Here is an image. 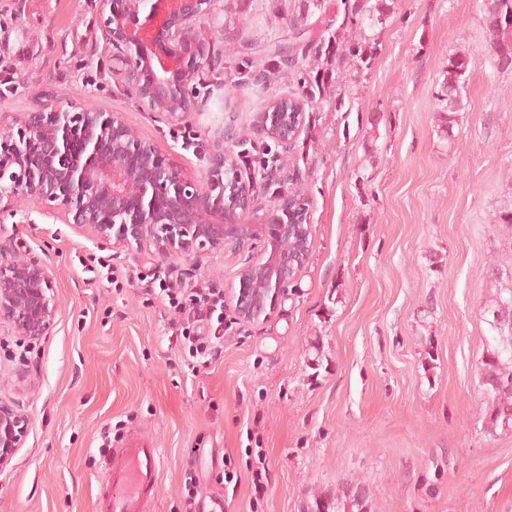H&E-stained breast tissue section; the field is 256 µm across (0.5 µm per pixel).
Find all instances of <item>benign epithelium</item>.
Here are the masks:
<instances>
[{
    "mask_svg": "<svg viewBox=\"0 0 512 512\" xmlns=\"http://www.w3.org/2000/svg\"><path fill=\"white\" fill-rule=\"evenodd\" d=\"M102 0V39L112 50L113 72L130 84L147 109L179 121L194 111L188 83L210 58V41L195 22L216 0ZM243 138L219 128L213 136L204 184L187 178L156 146L126 124L121 113L74 107L43 96L36 112L0 116V217L24 198L41 213L85 228L100 247L145 254L160 266L172 257L205 251L269 246L238 272L227 302L243 320L270 316L309 257L277 254L278 242L297 234L288 223L287 189L265 208L256 206L258 186L236 171L225 179L226 160ZM0 245V322L35 342L48 335L57 316L51 274L36 256L12 260ZM30 419L0 401V472L23 447Z\"/></svg>",
    "mask_w": 512,
    "mask_h": 512,
    "instance_id": "1",
    "label": "benign epithelium"
}]
</instances>
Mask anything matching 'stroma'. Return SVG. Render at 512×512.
Listing matches in <instances>:
<instances>
[{
	"label": "stroma",
	"instance_id": "obj_1",
	"mask_svg": "<svg viewBox=\"0 0 512 512\" xmlns=\"http://www.w3.org/2000/svg\"><path fill=\"white\" fill-rule=\"evenodd\" d=\"M299 6L216 0L200 21L215 64L176 122L113 75L100 0H0V114L38 111L47 93L121 113L197 181L213 129L238 128L240 169L263 179L264 151L277 155L281 187L301 182L312 224L309 259L274 313L246 322L225 307L222 353L195 361L174 347L175 314L149 275L224 291L263 241L158 268L28 201L0 217V242L15 259L41 258L60 304L33 344L0 323V400L30 418L0 472V512H96L105 431L116 448H160L149 512H183L189 476L224 512H306L311 495L357 482L373 512H512V429L485 430L477 372L492 334L489 260L512 265V230L498 222L512 207V68L493 69L478 0H392L352 110L307 112L286 150L257 114L287 82L225 94V50L290 43L308 58L289 25ZM456 51L470 60L469 107L447 136L435 92ZM95 257L117 282L90 272Z\"/></svg>",
	"mask_w": 512,
	"mask_h": 512
}]
</instances>
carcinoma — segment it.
Masks as SVG:
<instances>
[{"label":"carcinoma","instance_id":"cac0c4a2","mask_svg":"<svg viewBox=\"0 0 512 512\" xmlns=\"http://www.w3.org/2000/svg\"><path fill=\"white\" fill-rule=\"evenodd\" d=\"M342 22L329 36L318 37L308 68L303 63H269V51L265 57L252 58L236 66L235 78L224 84V92L230 93L249 80L267 85L288 78L297 84L298 92L290 93L304 101L314 103L327 98L336 101L335 110L345 106L342 82L346 80L344 69L349 67L360 75L372 67L374 41L379 38L376 29H382L390 17L385 0H342ZM489 41L485 50L499 69H507L512 63L500 60L499 47L511 46L512 42L500 38V34L512 29V0H483ZM468 58L453 53L441 68L442 81L437 92L438 112L442 132L449 134L455 122L454 114L467 107L464 95L467 81ZM501 268L494 263L489 268V280L494 291L484 304L486 321L494 336L487 342L486 355L479 365V378L485 410L482 418L485 428L493 431L498 427L512 428V287L500 285ZM363 485H340L333 495H314L308 501L307 512H366L369 496L356 492Z\"/></svg>","mask_w":512,"mask_h":512}]
</instances>
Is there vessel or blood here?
<instances>
[{
	"label": "vessel or blood",
	"instance_id": "b4317fda",
	"mask_svg": "<svg viewBox=\"0 0 512 512\" xmlns=\"http://www.w3.org/2000/svg\"><path fill=\"white\" fill-rule=\"evenodd\" d=\"M157 448L135 442L115 449L106 469L108 493L99 495V512H146L160 476Z\"/></svg>",
	"mask_w": 512,
	"mask_h": 512
}]
</instances>
